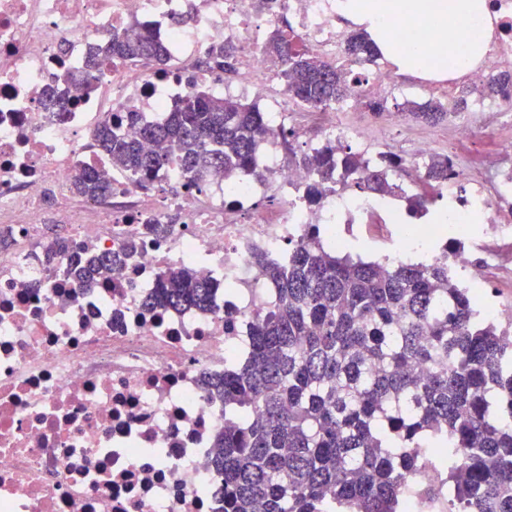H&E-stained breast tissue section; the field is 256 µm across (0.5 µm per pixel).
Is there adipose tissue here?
<instances>
[{
  "instance_id": "adipose-tissue-1",
  "label": "adipose tissue",
  "mask_w": 512,
  "mask_h": 512,
  "mask_svg": "<svg viewBox=\"0 0 512 512\" xmlns=\"http://www.w3.org/2000/svg\"><path fill=\"white\" fill-rule=\"evenodd\" d=\"M339 11L357 20L400 73L416 76L458 75L460 69L441 71L433 67L432 61L460 50L466 53L464 67L474 68L485 52L484 35L491 30L485 0H342ZM397 18L435 19V34L424 46L400 50L390 36L391 23ZM463 21L480 24L483 37H469L459 27Z\"/></svg>"
}]
</instances>
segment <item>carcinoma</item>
<instances>
[{"instance_id": "obj_1", "label": "carcinoma", "mask_w": 512, "mask_h": 512, "mask_svg": "<svg viewBox=\"0 0 512 512\" xmlns=\"http://www.w3.org/2000/svg\"><path fill=\"white\" fill-rule=\"evenodd\" d=\"M264 50L288 99L314 108L342 101L344 75L308 48H296L273 30ZM346 53L371 62L378 51L369 35L351 34ZM152 57L161 48L141 28L112 34L92 59ZM234 51L218 46L204 60L218 78L234 72ZM512 85V71L490 78L487 96ZM438 100L411 105L432 125L465 111ZM98 145L146 187L177 164L187 186L224 172L261 177L260 142L277 137L288 162L315 166L319 200L336 181L363 193L389 188L398 159L377 166L348 146L326 143L296 149L286 129L269 127L254 104L194 90L162 124L127 127L106 117ZM143 139L162 144L141 148ZM428 177L448 179V156L430 160ZM74 193L106 198L112 187L95 170L78 168ZM68 255L64 275L89 281L112 264V255L69 251L57 237L39 260ZM255 264L272 285L267 306L252 318L245 359L205 382L224 402V430L216 436L213 465L224 475V512H406L414 494L440 491L421 483L423 450L442 454L448 472V512H512V334L485 318L473 291L462 288L445 262L402 263L389 268L342 253L317 229L288 248V262L257 252ZM210 288L180 265L161 275L157 301L202 307Z\"/></svg>"}]
</instances>
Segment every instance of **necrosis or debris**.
I'll return each mask as SVG.
<instances>
[{"label": "necrosis or debris", "mask_w": 512, "mask_h": 512, "mask_svg": "<svg viewBox=\"0 0 512 512\" xmlns=\"http://www.w3.org/2000/svg\"><path fill=\"white\" fill-rule=\"evenodd\" d=\"M486 3L494 30L482 65L466 76L474 86L512 70V0ZM282 22L353 75L336 0H0V232L8 237L0 248V512H224V478L212 465L224 404L201 379L223 376L247 350L244 331L268 288L253 251L282 260L312 225L388 240L393 214L420 193L435 149L428 137L405 159L414 182L380 199L335 184L315 203L312 173L287 164L271 138L257 150L264 178L216 174L190 190L177 166L141 187L96 148L105 113L158 124L208 85L255 99L267 125H289L296 146L313 129L379 162L387 148L361 96L394 90L391 63L352 83L353 120L333 107L291 111L288 99L265 97L276 72L264 35ZM132 24L163 47L165 63L117 58L90 69L93 52ZM222 44L235 50L229 84L201 65ZM502 118L508 134L494 136L477 162L464 152L472 125L451 131L454 173L434 195L447 201L449 221L483 226L480 241L463 235L431 255L464 288L512 282V114ZM79 166L104 174L111 196H74L69 176ZM47 224L66 225L77 249H139L82 287L62 275L66 257L53 268L23 267L41 251ZM149 224L163 233L146 235ZM183 264L208 283L207 308L146 310L161 273Z\"/></svg>", "instance_id": "1"}]
</instances>
